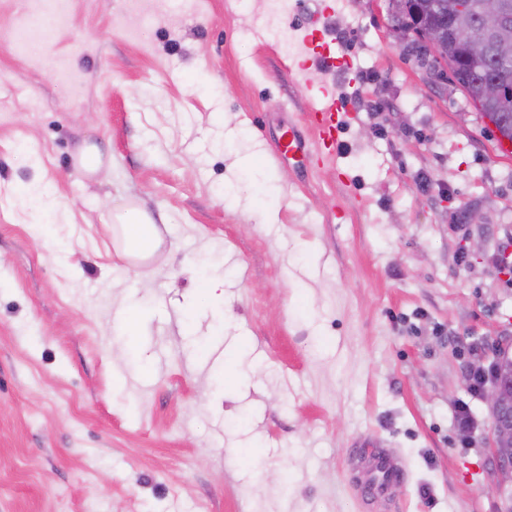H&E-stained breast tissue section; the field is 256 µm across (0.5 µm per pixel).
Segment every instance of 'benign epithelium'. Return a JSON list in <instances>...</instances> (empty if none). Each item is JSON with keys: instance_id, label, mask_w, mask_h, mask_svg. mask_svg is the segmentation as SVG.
I'll return each instance as SVG.
<instances>
[{"instance_id": "7a95c632", "label": "benign epithelium", "mask_w": 512, "mask_h": 512, "mask_svg": "<svg viewBox=\"0 0 512 512\" xmlns=\"http://www.w3.org/2000/svg\"><path fill=\"white\" fill-rule=\"evenodd\" d=\"M436 7L435 0H424L415 10V19L407 16L405 0H389V35L397 45L423 44L429 48V54L440 57L439 51L443 41L440 29L429 27L424 23L426 14ZM481 24L485 37L480 39L467 26H457L452 39L465 47L474 61L480 60L486 52L489 40L496 38L499 31L512 25V5L507 0H482ZM512 98V87L498 80L482 85V99L505 100ZM485 373V382L480 394L486 403L491 428L489 449L496 464L499 486L504 488L512 482V453L507 444L512 442V393L507 391L501 380V368L495 363L480 364Z\"/></svg>"}]
</instances>
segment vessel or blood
<instances>
[{
	"label": "vessel or blood",
	"mask_w": 512,
	"mask_h": 512,
	"mask_svg": "<svg viewBox=\"0 0 512 512\" xmlns=\"http://www.w3.org/2000/svg\"><path fill=\"white\" fill-rule=\"evenodd\" d=\"M303 51L290 64L291 70L305 72L309 68L322 69L329 75L328 83L319 86L313 96V105L308 114V128L289 124L288 137L280 146L284 155L304 154L308 144L321 147L324 157H333L338 148V115L347 106L337 98L333 76H347L350 68L337 57L330 44L324 42L319 29H312L302 38ZM357 483L367 512H386L393 488L405 479L406 473L396 458L387 451L375 448L361 454L355 462Z\"/></svg>",
	"instance_id": "b4317fda"
}]
</instances>
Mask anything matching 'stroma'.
Instances as JSON below:
<instances>
[{"label": "stroma", "instance_id": "obj_1", "mask_svg": "<svg viewBox=\"0 0 512 512\" xmlns=\"http://www.w3.org/2000/svg\"><path fill=\"white\" fill-rule=\"evenodd\" d=\"M320 4L65 0L45 39L38 0H0V512H364L365 440L406 468L391 512L512 505L465 381L512 353V155L392 44L388 0H343L338 155L277 157L326 79L288 71ZM123 250L140 260L150 257L158 245V233L153 220L134 209L117 214Z\"/></svg>", "mask_w": 512, "mask_h": 512}]
</instances>
